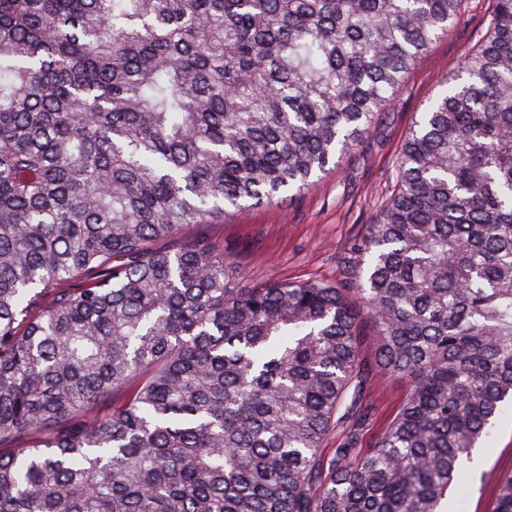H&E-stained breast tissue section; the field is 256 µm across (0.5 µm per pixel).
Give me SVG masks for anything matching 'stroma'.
I'll list each match as a JSON object with an SVG mask.
<instances>
[{
    "label": "stroma",
    "mask_w": 512,
    "mask_h": 512,
    "mask_svg": "<svg viewBox=\"0 0 512 512\" xmlns=\"http://www.w3.org/2000/svg\"><path fill=\"white\" fill-rule=\"evenodd\" d=\"M494 0H467V15L448 36L436 41L396 91L390 107L366 133L362 146L339 169L316 180L307 191L284 194L279 203L250 208L210 225V237L227 243V261L243 287L270 280L336 283L345 247L373 223L394 183L395 160L410 128L456 74L465 54L483 38ZM408 390L404 380L374 374L370 386L373 416L365 430L373 438L385 428ZM512 472V408H505L478 444L466 478L471 493L466 512H494L496 478Z\"/></svg>",
    "instance_id": "stroma-1"
}]
</instances>
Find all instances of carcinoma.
Wrapping results in <instances>:
<instances>
[{
	"mask_svg": "<svg viewBox=\"0 0 512 512\" xmlns=\"http://www.w3.org/2000/svg\"><path fill=\"white\" fill-rule=\"evenodd\" d=\"M466 2L0 0V512L465 503L512 400V0L344 281L241 288L204 228L357 150ZM376 372L410 389L365 449Z\"/></svg>",
	"mask_w": 512,
	"mask_h": 512,
	"instance_id": "carcinoma-1",
	"label": "carcinoma"
}]
</instances>
